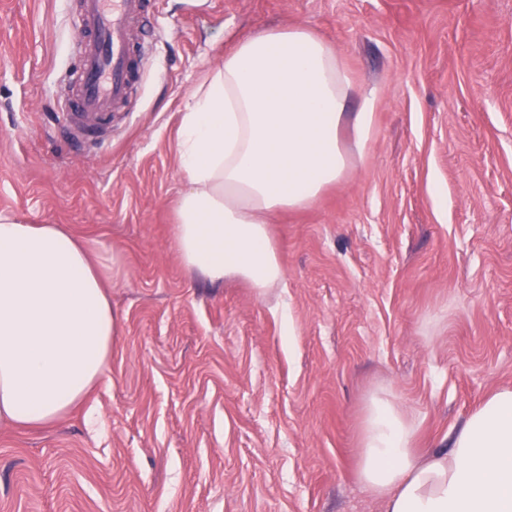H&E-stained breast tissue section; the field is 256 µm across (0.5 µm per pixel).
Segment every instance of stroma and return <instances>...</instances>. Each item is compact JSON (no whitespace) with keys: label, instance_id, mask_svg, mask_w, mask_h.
I'll return each instance as SVG.
<instances>
[{"label":"stroma","instance_id":"1","mask_svg":"<svg viewBox=\"0 0 512 512\" xmlns=\"http://www.w3.org/2000/svg\"><path fill=\"white\" fill-rule=\"evenodd\" d=\"M78 0H0V213L62 224L108 266L120 323L87 401L0 427V512H382L357 480L378 394L423 451L512 387V0H158L146 61L80 154ZM302 26L342 54L365 151L268 231L257 292L175 249L180 117L239 37Z\"/></svg>","mask_w":512,"mask_h":512}]
</instances>
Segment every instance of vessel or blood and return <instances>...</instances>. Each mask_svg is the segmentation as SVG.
<instances>
[{
	"mask_svg": "<svg viewBox=\"0 0 512 512\" xmlns=\"http://www.w3.org/2000/svg\"><path fill=\"white\" fill-rule=\"evenodd\" d=\"M153 0H79V18L87 33L81 42L76 95L65 102V120L91 153L112 132V108L129 95L136 73L128 21L146 15Z\"/></svg>",
	"mask_w": 512,
	"mask_h": 512,
	"instance_id": "1",
	"label": "vessel or blood"
}]
</instances>
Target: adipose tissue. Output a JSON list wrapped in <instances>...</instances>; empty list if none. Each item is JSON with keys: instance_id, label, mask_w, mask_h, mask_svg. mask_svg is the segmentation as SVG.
Segmentation results:
<instances>
[{"instance_id": "ef3b65f1", "label": "adipose tissue", "mask_w": 512, "mask_h": 512, "mask_svg": "<svg viewBox=\"0 0 512 512\" xmlns=\"http://www.w3.org/2000/svg\"><path fill=\"white\" fill-rule=\"evenodd\" d=\"M351 91L338 50L304 27L225 53L181 117L175 248L188 270L260 292L282 280L267 218L340 180L344 122L367 142L372 107L348 113ZM100 266L64 227L0 215V425L55 423L97 383L119 333ZM419 429L415 412L371 398L357 475L384 512H512V388L473 410L448 451L420 454Z\"/></svg>"}]
</instances>
